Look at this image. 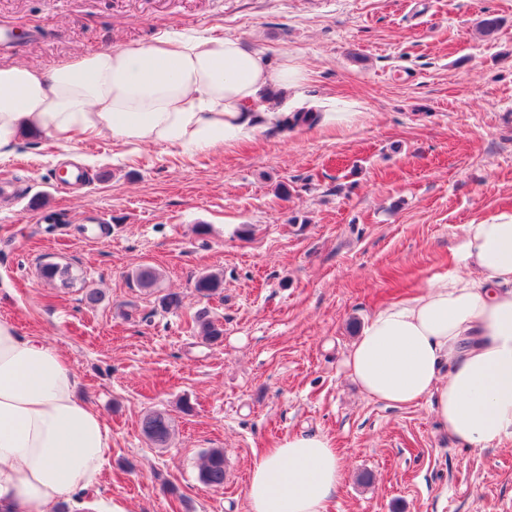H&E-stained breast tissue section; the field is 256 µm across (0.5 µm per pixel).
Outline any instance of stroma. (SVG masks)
Returning <instances> with one entry per match:
<instances>
[{
	"label": "stroma",
	"mask_w": 512,
	"mask_h": 512,
	"mask_svg": "<svg viewBox=\"0 0 512 512\" xmlns=\"http://www.w3.org/2000/svg\"><path fill=\"white\" fill-rule=\"evenodd\" d=\"M488 14L502 20L490 39ZM0 29V63L41 65L232 35L272 68L296 56L302 95L354 115L193 154L41 135L0 156V321L59 350L103 417L100 495L131 512H250L260 455L320 434L346 467L326 512H512V442L454 444L430 402L387 406L344 368L378 310L459 268L467 225L512 209V0H0ZM70 161L81 184L59 179ZM45 258L75 280H44ZM207 273L223 279L209 298L194 288ZM203 310L220 341L188 327ZM153 411L171 421L163 447L141 430ZM210 448L219 490L198 479ZM225 460L224 451L210 448L201 457L198 477L204 485L219 489L224 486Z\"/></svg>",
	"instance_id": "1"
}]
</instances>
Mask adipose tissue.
Segmentation results:
<instances>
[{
    "mask_svg": "<svg viewBox=\"0 0 512 512\" xmlns=\"http://www.w3.org/2000/svg\"><path fill=\"white\" fill-rule=\"evenodd\" d=\"M306 79L292 56L273 71L241 39L193 30L49 67L0 65V155L37 133L206 151L287 130L298 110L323 131L349 126L352 113L299 95ZM265 98L276 109L254 111ZM460 257V271L377 311L344 366L369 398L430 401L450 438L489 448L512 441V210L467 225ZM111 455L63 355L0 322V512H56L64 501L72 512H130L93 492ZM344 474L325 436L286 438L250 472V512H325Z\"/></svg>",
    "mask_w": 512,
    "mask_h": 512,
    "instance_id": "obj_1",
    "label": "adipose tissue"
}]
</instances>
